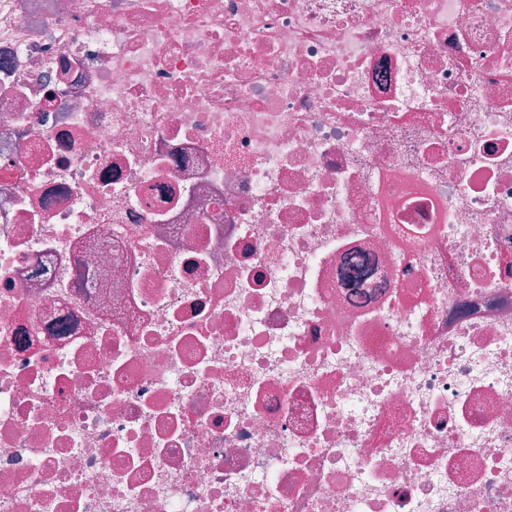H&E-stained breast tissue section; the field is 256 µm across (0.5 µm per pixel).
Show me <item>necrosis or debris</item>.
<instances>
[{
  "label": "necrosis or debris",
  "instance_id": "4bbe7bcc",
  "mask_svg": "<svg viewBox=\"0 0 512 512\" xmlns=\"http://www.w3.org/2000/svg\"><path fill=\"white\" fill-rule=\"evenodd\" d=\"M0 512H512V0H0Z\"/></svg>",
  "mask_w": 512,
  "mask_h": 512
}]
</instances>
